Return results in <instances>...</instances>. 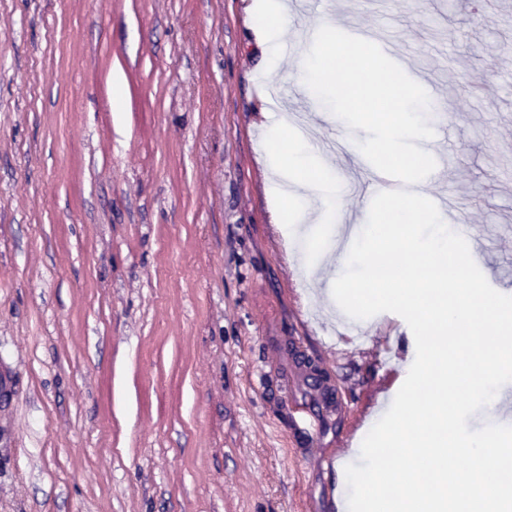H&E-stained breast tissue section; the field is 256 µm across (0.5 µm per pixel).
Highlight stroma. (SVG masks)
<instances>
[{
	"label": "stroma",
	"mask_w": 512,
	"mask_h": 512,
	"mask_svg": "<svg viewBox=\"0 0 512 512\" xmlns=\"http://www.w3.org/2000/svg\"><path fill=\"white\" fill-rule=\"evenodd\" d=\"M446 107L428 194L512 295V0H291ZM268 74L244 0H0V512H340L337 472L415 340L348 316L269 221L287 116L366 223L365 139Z\"/></svg>",
	"instance_id": "stroma-1"
}]
</instances>
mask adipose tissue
I'll use <instances>...</instances> for the list:
<instances>
[{"instance_id": "1", "label": "adipose tissue", "mask_w": 512, "mask_h": 512, "mask_svg": "<svg viewBox=\"0 0 512 512\" xmlns=\"http://www.w3.org/2000/svg\"><path fill=\"white\" fill-rule=\"evenodd\" d=\"M248 11L259 45L267 59H275L276 45L293 30L285 0H251ZM266 153L276 157L281 175L273 185L275 193H287L297 202L314 198L328 210L341 206L339 178L333 168L323 165L306 138L289 133L287 123L273 127Z\"/></svg>"}]
</instances>
